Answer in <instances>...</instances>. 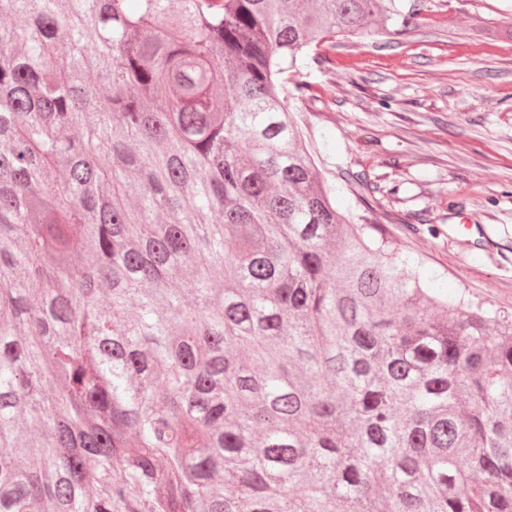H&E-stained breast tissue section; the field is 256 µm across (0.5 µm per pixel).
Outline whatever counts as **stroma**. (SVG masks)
<instances>
[{"instance_id": "35a3bbf8", "label": "stroma", "mask_w": 512, "mask_h": 512, "mask_svg": "<svg viewBox=\"0 0 512 512\" xmlns=\"http://www.w3.org/2000/svg\"><path fill=\"white\" fill-rule=\"evenodd\" d=\"M416 28L337 40L292 76L321 175L449 294L512 317V0H421Z\"/></svg>"}]
</instances>
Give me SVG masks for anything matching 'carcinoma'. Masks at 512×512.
Returning <instances> with one entry per match:
<instances>
[{"label": "carcinoma", "mask_w": 512, "mask_h": 512, "mask_svg": "<svg viewBox=\"0 0 512 512\" xmlns=\"http://www.w3.org/2000/svg\"><path fill=\"white\" fill-rule=\"evenodd\" d=\"M0 14V512H512V323L347 223L291 112L416 12Z\"/></svg>", "instance_id": "1"}]
</instances>
